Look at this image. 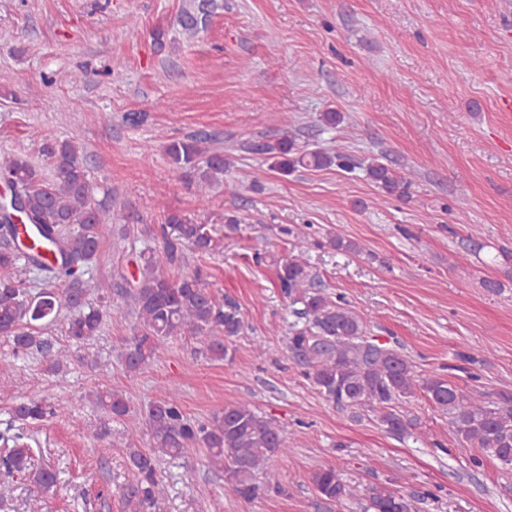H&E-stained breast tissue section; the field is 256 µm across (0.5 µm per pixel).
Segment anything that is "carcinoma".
<instances>
[{"instance_id":"carcinoma-1","label":"carcinoma","mask_w":512,"mask_h":512,"mask_svg":"<svg viewBox=\"0 0 512 512\" xmlns=\"http://www.w3.org/2000/svg\"><path fill=\"white\" fill-rule=\"evenodd\" d=\"M221 7L219 0H181L174 26L182 35L194 37L210 26ZM211 141L207 134H196L164 145L174 170L201 202L208 199L210 188L223 182L229 167L224 153L210 148ZM248 149L266 156L268 170L283 175L300 169L335 166L349 172L356 168L353 158L341 148L305 149L291 132L251 143ZM40 154L41 164L20 155L0 160V184L17 192L29 240L17 246L20 225L10 219L13 201L4 198L0 218V337L17 354L41 356L58 376L63 366L62 352L43 329L66 309L72 312L67 326L71 339L86 340L100 331L103 315L88 305L92 284L83 276L97 260L107 225L112 223V197L118 194V188L110 186L98 196L83 148L75 137L46 139ZM366 173L388 194L398 199L409 197L410 183L395 169L374 159L366 166ZM160 230L166 261L171 266L181 262L186 247L199 253L220 247L210 225L190 222L178 214L168 215ZM21 260L44 273L49 288L36 294L26 288L15 273ZM136 268L125 289L137 317L124 352L129 374L140 373L170 339L178 336H206L211 358L227 357L228 343L243 330L232 301L216 300L203 285L198 270L173 279L153 256L143 252ZM278 286L288 298L292 313L305 322V327L288 337V350L327 401L350 409L366 408L375 413L387 433L404 437L411 434L416 423L400 405L420 394L448 416L462 446L477 448L512 468L511 391H502L487 401L445 378L419 376L389 343L367 335L363 319L345 300L324 292L300 254L279 262ZM95 403L114 419H125L132 413L128 400L119 393H97ZM53 415L54 410L43 400L27 397L12 407L10 423L43 422ZM142 422L152 445L129 451L134 480L122 492L127 512H147L161 494L157 469L160 458H182L192 448L203 449L209 463L224 472L227 487L248 503L284 493L269 464L286 453V440L280 429L260 417L250 403H228L210 420L193 421L184 414L177 395L169 393L148 406ZM0 439L12 444L0 463L10 471L28 470L29 446L24 434L4 433ZM55 480L54 469L43 467L34 476L36 492L49 489ZM310 482L320 498L328 502H341L350 496L347 484L332 466L313 471ZM366 512H411V504L404 495L375 486L370 490Z\"/></svg>"}]
</instances>
